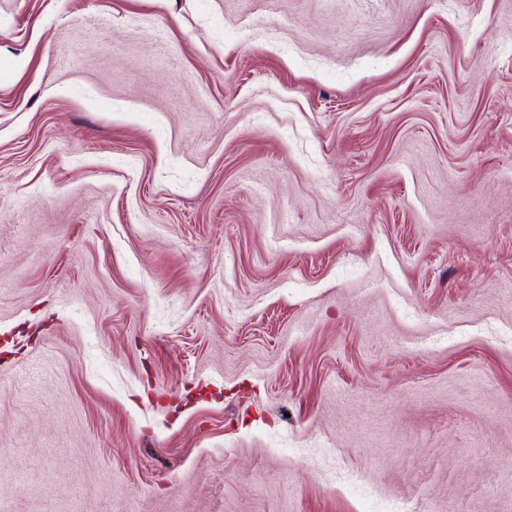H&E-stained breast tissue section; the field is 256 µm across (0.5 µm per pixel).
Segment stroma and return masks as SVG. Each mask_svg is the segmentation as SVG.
<instances>
[{
    "label": "stroma",
    "instance_id": "1",
    "mask_svg": "<svg viewBox=\"0 0 512 512\" xmlns=\"http://www.w3.org/2000/svg\"><path fill=\"white\" fill-rule=\"evenodd\" d=\"M512 512V0H0V512Z\"/></svg>",
    "mask_w": 512,
    "mask_h": 512
}]
</instances>
